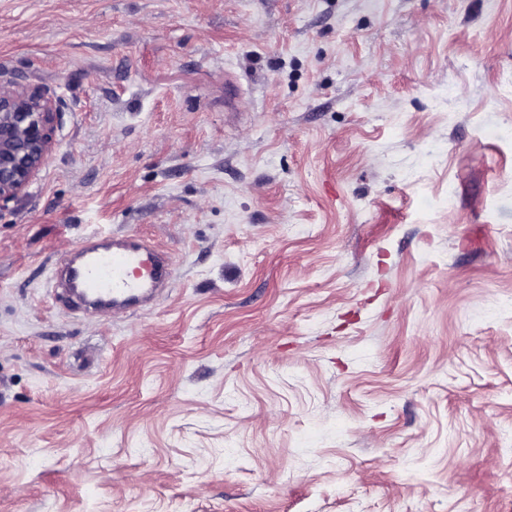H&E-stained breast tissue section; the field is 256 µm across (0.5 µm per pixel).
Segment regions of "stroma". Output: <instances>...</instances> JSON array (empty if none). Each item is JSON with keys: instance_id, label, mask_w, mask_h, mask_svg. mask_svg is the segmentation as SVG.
Returning a JSON list of instances; mask_svg holds the SVG:
<instances>
[{"instance_id": "35a3bbf8", "label": "stroma", "mask_w": 512, "mask_h": 512, "mask_svg": "<svg viewBox=\"0 0 512 512\" xmlns=\"http://www.w3.org/2000/svg\"><path fill=\"white\" fill-rule=\"evenodd\" d=\"M511 76L512 0H0V512H512ZM94 234L157 302H53ZM57 113L39 90L0 84V200L24 191L45 163Z\"/></svg>"}]
</instances>
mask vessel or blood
Returning a JSON list of instances; mask_svg holds the SVG:
<instances>
[{
  "mask_svg": "<svg viewBox=\"0 0 512 512\" xmlns=\"http://www.w3.org/2000/svg\"><path fill=\"white\" fill-rule=\"evenodd\" d=\"M64 292L71 309L135 310L152 301L170 279L169 260L134 238L82 239L64 257Z\"/></svg>",
  "mask_w": 512,
  "mask_h": 512,
  "instance_id": "1",
  "label": "vessel or blood"
}]
</instances>
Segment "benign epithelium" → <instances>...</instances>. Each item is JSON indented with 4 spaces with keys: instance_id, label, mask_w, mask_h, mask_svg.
<instances>
[{
    "instance_id": "obj_1",
    "label": "benign epithelium",
    "mask_w": 512,
    "mask_h": 512,
    "mask_svg": "<svg viewBox=\"0 0 512 512\" xmlns=\"http://www.w3.org/2000/svg\"><path fill=\"white\" fill-rule=\"evenodd\" d=\"M57 111L37 89L0 84V200L24 191L53 148Z\"/></svg>"
}]
</instances>
